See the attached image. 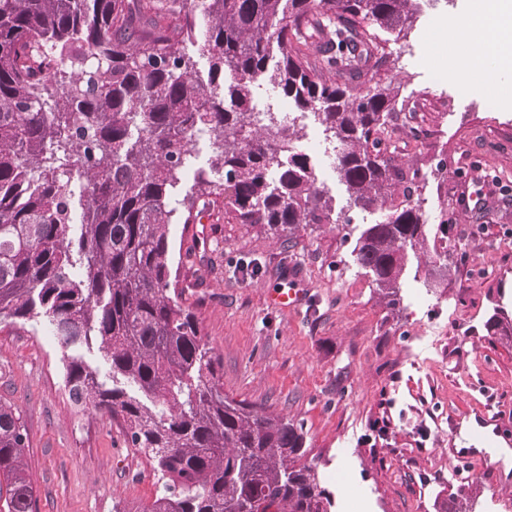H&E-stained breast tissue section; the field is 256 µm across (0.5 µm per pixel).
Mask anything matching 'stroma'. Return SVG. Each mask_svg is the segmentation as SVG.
I'll return each instance as SVG.
<instances>
[{
	"label": "stroma",
	"mask_w": 512,
	"mask_h": 512,
	"mask_svg": "<svg viewBox=\"0 0 512 512\" xmlns=\"http://www.w3.org/2000/svg\"><path fill=\"white\" fill-rule=\"evenodd\" d=\"M462 11L463 0H432L371 72L408 116L389 150L419 170L413 199L427 226L395 305L353 253L379 215L350 207L332 161L314 165L340 221L307 226L291 247L225 218L220 203L205 223L170 226L177 287L222 359L225 393L303 424L333 512H443L452 502L512 512V462L465 448L462 431L472 420L512 446V338L485 326L494 311L512 315V94L493 96L479 79L462 91L435 66L448 52L438 23ZM443 224L457 250L447 283L429 289ZM190 250L197 261H180ZM279 287L302 289V306L271 305ZM0 401L28 433L36 512L149 505L151 464L125 444L121 418L73 405L44 322L0 323Z\"/></svg>",
	"instance_id": "1"
}]
</instances>
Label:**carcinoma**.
<instances>
[{
	"instance_id": "1",
	"label": "carcinoma",
	"mask_w": 512,
	"mask_h": 512,
	"mask_svg": "<svg viewBox=\"0 0 512 512\" xmlns=\"http://www.w3.org/2000/svg\"><path fill=\"white\" fill-rule=\"evenodd\" d=\"M417 0H0V321L43 320L63 349L73 404L122 417L160 486L144 512H331L303 425L224 394L222 360L171 289L180 175L193 224L218 199L239 224L292 243L334 224L298 131L254 111L269 83L336 142L350 204L383 212L356 262L396 302L424 242L419 171L381 153L391 85L359 88ZM209 60L206 77L191 52ZM403 200L394 203V188ZM80 234L74 235L76 210ZM487 329L512 337L495 311ZM97 349L109 381L79 354ZM28 434L0 402V512H35Z\"/></svg>"
}]
</instances>
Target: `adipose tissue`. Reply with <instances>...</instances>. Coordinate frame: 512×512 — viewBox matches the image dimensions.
Returning <instances> with one entry per match:
<instances>
[{
	"instance_id": "ef3b65f1",
	"label": "adipose tissue",
	"mask_w": 512,
	"mask_h": 512,
	"mask_svg": "<svg viewBox=\"0 0 512 512\" xmlns=\"http://www.w3.org/2000/svg\"><path fill=\"white\" fill-rule=\"evenodd\" d=\"M507 33L512 34V0H468L463 20L440 30L441 39L449 42L457 57L448 77L466 90L476 76L495 84L512 73L507 56L487 51L488 41Z\"/></svg>"
}]
</instances>
